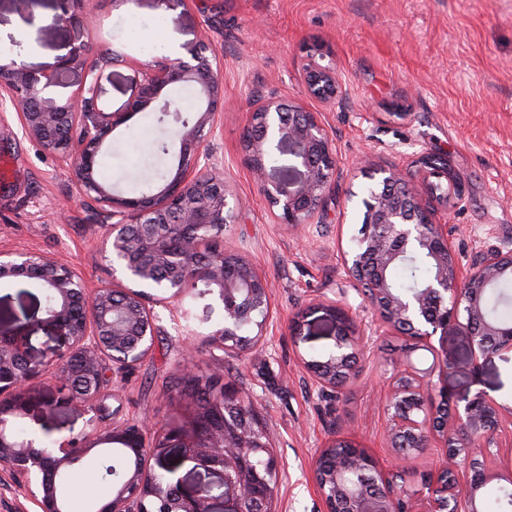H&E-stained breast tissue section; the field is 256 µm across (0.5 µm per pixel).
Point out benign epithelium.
I'll return each instance as SVG.
<instances>
[{"instance_id":"obj_1","label":"benign epithelium","mask_w":512,"mask_h":512,"mask_svg":"<svg viewBox=\"0 0 512 512\" xmlns=\"http://www.w3.org/2000/svg\"><path fill=\"white\" fill-rule=\"evenodd\" d=\"M200 41L186 47V57L141 62L113 52L112 64H133L139 83L131 112H107L97 104L100 81L107 64L92 62V46L77 41L61 64L83 71L84 82L65 99L46 97L56 86L52 71H34L11 62L0 66V92L7 95L22 130L34 142L57 155L72 171L79 192L101 204L100 226L105 229L104 252L119 266L128 284L89 290L67 264L30 252L0 251V279L31 280L50 289L55 303L47 314L67 349L49 366L65 398L91 414L94 445L70 437L54 448L41 447L15 434L12 419L23 412L24 394L35 374L21 343L0 334V462L25 478L28 494L41 512H66L62 488L70 484L83 456L94 446L108 453L112 445L125 448L130 464L114 485L112 498L91 512H218L209 487L193 494L181 481L151 480L147 455L163 457L169 448L182 449L186 459L222 475L224 512H267V500L251 481L246 452L265 448L264 433L252 424L244 398L220 381L204 380L207 401L192 400L187 415L154 432L146 441L145 429L117 419L108 404L107 387L143 359L154 344L157 327L147 302L151 291L178 297L189 286L203 284L224 305V325L207 335L210 348L222 351L237 335L243 318L261 310L269 313L268 281L254 267L237 260L224 245V225L235 218L233 197L211 172V154L204 147L224 111V91L216 57ZM303 79L310 97L330 106L348 95L335 68L322 66L307 53ZM190 84L198 91V105L189 119L174 108L168 91ZM162 110L178 126L176 173L142 196L125 197L100 180L98 156L117 127L130 114ZM242 151L260 193L281 208V223L296 230L317 211L336 172L337 159L318 113L273 93L258 96L249 107ZM292 158L278 177L270 174L273 151ZM427 173L397 166L374 171L378 181L363 198L365 224L361 247L344 255V267L356 290L368 285L367 299L381 323L401 330L428 346L433 336L465 320L467 337L476 357L486 359L504 348L512 349V324L485 317L483 295L497 280L512 277V249L481 253L466 269L456 258L441 223L440 210L448 209V191L428 177L448 178L440 158L422 162ZM429 253L437 274L422 291L401 297L386 283L388 266L408 251ZM334 325V351L324 363L304 362L323 395L340 394L350 381L361 350L360 333L349 312L332 303L323 306ZM424 372L408 366L390 392L389 441L400 436L414 448H429L438 439L445 451L438 469L427 482L428 512H481L480 491L496 473L477 456H493L495 435L504 406L481 396L448 397L446 389L421 382ZM344 459L320 449L315 458V480L325 512H405L402 485H389L392 473L381 469L365 449L350 443ZM354 464L372 469L383 489L370 494L351 491L344 472Z\"/></svg>"}]
</instances>
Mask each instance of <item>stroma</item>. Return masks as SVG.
Instances as JSON below:
<instances>
[{"mask_svg":"<svg viewBox=\"0 0 512 512\" xmlns=\"http://www.w3.org/2000/svg\"><path fill=\"white\" fill-rule=\"evenodd\" d=\"M89 18L84 38L93 50L123 51L142 61L180 57L199 40L216 52L224 86V112L207 149L214 173L239 202L224 241L266 276L270 314L256 345L213 353L205 334L222 327L217 296L191 292L181 301L152 304L158 326L149 354L114 382L120 417L160 425L184 413L168 382L180 376L188 331H195V372L218 377L225 388L248 397L279 462L275 512H324L313 465L332 439L352 438L386 470L398 459L386 436L389 388L412 362L420 369L435 356L451 365L439 379L449 396H483L512 408V352L474 361L463 328L449 330L435 350L381 327L362 294L348 281L343 254L362 212L354 200L369 181L368 169L410 167L427 155L445 157L448 184L458 198L448 205V233L461 266L494 248L512 247V0H194L166 23L156 0L113 7L112 0H82ZM33 31L17 40L18 24ZM75 38L59 21L55 0H0V49L7 61L53 71L57 96L71 94L81 72L61 68ZM318 45L349 94L329 107L307 96L302 82L306 49ZM139 80L135 66L105 71L99 103L123 110ZM274 92L318 113L335 148L336 175L321 208L301 234L288 232L281 211L258 192L244 161L241 140L249 102ZM178 150L176 127L157 129L150 112L134 114L112 134L117 158L107 159L109 180L132 193L130 180L152 162L155 136ZM15 178L0 185V250L33 252L68 264L95 289L112 284L101 252L98 205L78 194L71 172L22 132L14 110L0 99V156ZM45 290L30 280H0V332L22 341L36 368L22 426L40 445L54 447L88 434V415L67 401L46 363L64 348L50 322ZM350 307L364 336L356 374L338 399L322 397L303 361L328 353L331 324L321 308ZM299 337L288 326L297 315ZM442 447L412 455L406 487L410 512H424L423 474L438 465ZM163 462L186 492L219 487L218 473L195 466L181 449Z\"/></svg>","mask_w":512,"mask_h":512,"instance_id":"1","label":"stroma"}]
</instances>
